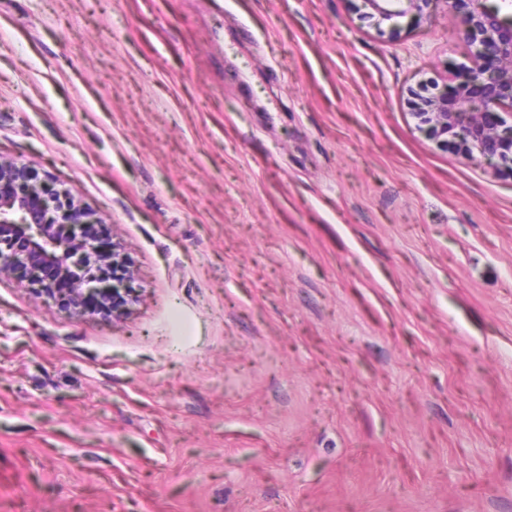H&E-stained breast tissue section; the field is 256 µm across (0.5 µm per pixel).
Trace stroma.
<instances>
[{"label": "stroma", "instance_id": "35a3bbf8", "mask_svg": "<svg viewBox=\"0 0 512 512\" xmlns=\"http://www.w3.org/2000/svg\"><path fill=\"white\" fill-rule=\"evenodd\" d=\"M350 0H0V157L111 224L136 301L0 282V512H512V174L469 63Z\"/></svg>", "mask_w": 512, "mask_h": 512}]
</instances>
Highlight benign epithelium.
I'll return each mask as SVG.
<instances>
[{"mask_svg": "<svg viewBox=\"0 0 512 512\" xmlns=\"http://www.w3.org/2000/svg\"><path fill=\"white\" fill-rule=\"evenodd\" d=\"M429 0H361L379 20L407 14L426 20ZM462 21L474 48V66L460 67L449 89L426 101L418 116L443 144L453 141L466 160L497 158L512 172V127L502 128L498 109L512 106V14L489 0H444ZM122 278H109L106 265ZM131 260L112 227L67 189L53 187L25 163L0 158V278L55 300L70 315H110L119 320L130 310Z\"/></svg>", "mask_w": 512, "mask_h": 512, "instance_id": "benign-epithelium-1", "label": "benign epithelium"}]
</instances>
